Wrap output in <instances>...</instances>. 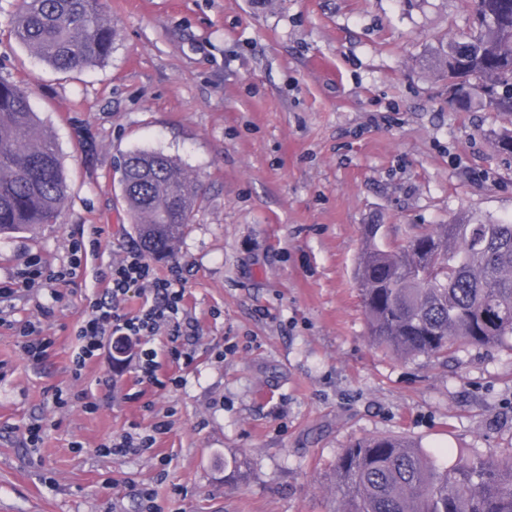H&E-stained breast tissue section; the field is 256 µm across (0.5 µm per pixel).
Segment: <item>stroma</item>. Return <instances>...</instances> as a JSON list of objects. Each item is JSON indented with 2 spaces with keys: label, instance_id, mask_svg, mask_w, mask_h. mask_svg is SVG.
<instances>
[{
  "label": "stroma",
  "instance_id": "1",
  "mask_svg": "<svg viewBox=\"0 0 512 512\" xmlns=\"http://www.w3.org/2000/svg\"><path fill=\"white\" fill-rule=\"evenodd\" d=\"M0 0V79L27 86L68 178L56 223L0 237V282L34 261L66 272L0 298V512H334L344 448L408 438L451 463L512 450V347L399 358L372 345L354 272L367 224L512 220V159L499 113L459 111L421 64L466 30L470 0H107L110 58L63 74L11 34ZM137 149L196 176L193 221L174 252L195 329L179 386L137 387L104 348L71 360L98 273L138 240L120 163ZM98 239L76 275L72 245ZM53 345L28 359L15 329ZM165 422L156 451L104 443ZM41 424L31 445L28 429ZM246 455L245 478H224Z\"/></svg>",
  "mask_w": 512,
  "mask_h": 512
}]
</instances>
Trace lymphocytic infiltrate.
Listing matches in <instances>:
<instances>
[{
    "label": "lymphocytic infiltrate",
    "mask_w": 512,
    "mask_h": 512,
    "mask_svg": "<svg viewBox=\"0 0 512 512\" xmlns=\"http://www.w3.org/2000/svg\"><path fill=\"white\" fill-rule=\"evenodd\" d=\"M99 285L100 291L90 305V313L76 329L80 346L72 360L75 370H82L87 361L96 357L106 337L133 338L142 345L135 370L136 384L146 383L159 389L179 385L181 378L177 373L160 378L157 353L145 347L144 342L160 334L166 335L171 342L172 364L180 368L192 362L191 353L177 345L184 332L193 327L185 313L181 271L176 269L168 276H158L145 255L133 250L101 275ZM137 286L147 297L136 311L130 312L125 304L132 288Z\"/></svg>",
    "instance_id": "f902f5d3"
}]
</instances>
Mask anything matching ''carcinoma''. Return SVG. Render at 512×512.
I'll use <instances>...</instances> for the list:
<instances>
[{"label":"carcinoma","mask_w":512,"mask_h":512,"mask_svg":"<svg viewBox=\"0 0 512 512\" xmlns=\"http://www.w3.org/2000/svg\"><path fill=\"white\" fill-rule=\"evenodd\" d=\"M490 21L432 47L425 66L458 85V101L512 115V0H480ZM12 34L62 72L102 62L118 30L103 0H22ZM122 198L141 248L165 258L185 233L197 180L172 157L134 151L121 163ZM66 176L41 129L30 92L0 80V234L52 224ZM357 288L371 342L403 357L512 341V222L435 224L388 241L367 224ZM336 512H512V450L448 466L398 437L372 436L343 450Z\"/></svg>","instance_id":"1"}]
</instances>
